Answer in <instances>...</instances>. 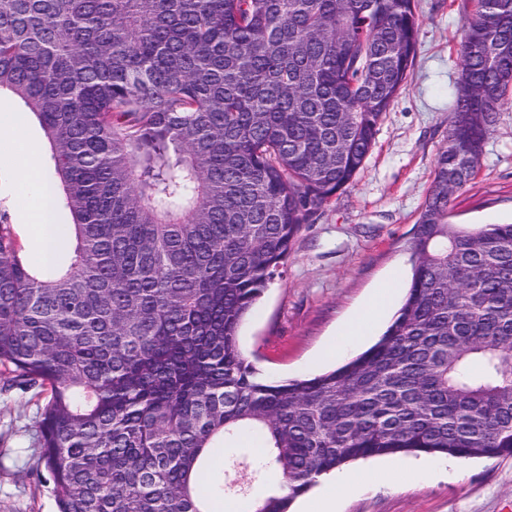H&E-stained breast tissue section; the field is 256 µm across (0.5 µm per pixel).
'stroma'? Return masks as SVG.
<instances>
[{
	"instance_id": "35a3bbf8",
	"label": "stroma",
	"mask_w": 512,
	"mask_h": 512,
	"mask_svg": "<svg viewBox=\"0 0 512 512\" xmlns=\"http://www.w3.org/2000/svg\"><path fill=\"white\" fill-rule=\"evenodd\" d=\"M417 55L383 115L375 147L354 183L297 233L282 277L256 303L239 345L262 376L333 368L321 350L392 273L411 276L406 249L427 196L438 152L448 142L456 98L463 0H417ZM22 102L0 94V197L34 268L50 226L30 221L38 201L19 174L10 134L24 122L41 157L50 150ZM449 220L470 228L512 221V102L488 135L473 180L453 200ZM47 399L11 386L0 373V512H57L51 476L38 462L35 422ZM357 485L336 493V512H512V457L461 461L412 456L352 462Z\"/></svg>"
}]
</instances>
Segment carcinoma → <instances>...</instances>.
<instances>
[{
  "instance_id": "cac0c4a2",
  "label": "carcinoma",
  "mask_w": 512,
  "mask_h": 512,
  "mask_svg": "<svg viewBox=\"0 0 512 512\" xmlns=\"http://www.w3.org/2000/svg\"><path fill=\"white\" fill-rule=\"evenodd\" d=\"M415 0H0V93L50 145L71 239L33 270L0 208V368L50 398L58 512H212L249 496L208 449L263 443L288 512L359 459L512 456V224L448 221L512 95V0L461 27L448 143L407 296L340 367L263 377L240 326L355 180L417 52Z\"/></svg>"
}]
</instances>
